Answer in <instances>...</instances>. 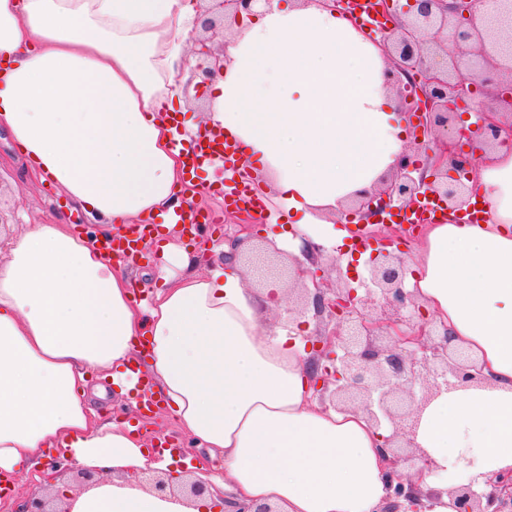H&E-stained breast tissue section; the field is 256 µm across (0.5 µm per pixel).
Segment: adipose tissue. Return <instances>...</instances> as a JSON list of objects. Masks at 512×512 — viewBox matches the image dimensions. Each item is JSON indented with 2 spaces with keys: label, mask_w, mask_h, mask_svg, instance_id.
I'll return each instance as SVG.
<instances>
[{
  "label": "adipose tissue",
  "mask_w": 512,
  "mask_h": 512,
  "mask_svg": "<svg viewBox=\"0 0 512 512\" xmlns=\"http://www.w3.org/2000/svg\"><path fill=\"white\" fill-rule=\"evenodd\" d=\"M197 0H0V128L27 170L61 186L98 233L28 224L0 247V474L34 471L38 493L71 512H215L269 503L280 512H378L384 439L357 409L323 407L306 373L300 326L268 313L281 296L238 266L200 275L197 256L165 245L179 275L150 299L100 246L119 226L183 199L185 145L172 96L195 29ZM381 49L320 0H275L232 25L224 76L202 117L259 162L288 209L310 221L274 238L300 256L331 249L333 219L378 186L408 143ZM473 186L483 224H430L405 286L485 375L442 388L411 416L423 477L421 512H456L449 489L489 490L512 470V149L489 151ZM104 381L92 384L91 373ZM149 374L177 427L205 452L175 459L94 406ZM55 450L87 488L52 478ZM224 456L215 474L207 452ZM186 465L208 495L140 485L141 472Z\"/></svg>",
  "instance_id": "ef3b65f1"
}]
</instances>
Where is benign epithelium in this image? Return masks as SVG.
<instances>
[{"instance_id":"benign-epithelium-1","label":"benign epithelium","mask_w":512,"mask_h":512,"mask_svg":"<svg viewBox=\"0 0 512 512\" xmlns=\"http://www.w3.org/2000/svg\"><path fill=\"white\" fill-rule=\"evenodd\" d=\"M274 0H206L207 7L197 20L199 30L192 42L196 64L181 86L184 96L198 99L197 92L224 73L222 39L224 20L256 15L254 5ZM384 9L396 18V27L385 30L380 41L387 68L385 86L405 111L419 114L416 138L423 159L402 153L391 175L372 192L355 195L347 202L350 220L373 231L377 248L369 270V295L382 307L383 317L366 311V299L348 286L331 288L324 270L314 259L305 270L297 264L289 271L294 282L304 276L312 287L297 289L301 316L313 314L333 328L312 343V373L318 377L320 401L334 409L361 410L377 428L391 429L384 438L391 468L385 479L389 490L382 512H419L421 491L400 466L434 474L426 454L413 445L404 427L405 403L425 401L441 386L454 379L459 383L481 379V370L454 344V336L437 325L405 288L404 252L396 247L398 230L373 221L384 208L411 209L424 195L442 203L448 218L466 213L471 189L466 183L475 158L468 146L478 136L487 147L512 145V121L486 124V113L512 110V52L502 49L495 20L484 9V0H384ZM505 72L509 78L496 86L493 105H472L473 92ZM472 112L474 125L462 124V113ZM380 336L389 338L385 348L375 345ZM149 488L158 492L180 491L187 497H201L207 486L185 474L177 484L159 475L148 478ZM505 494H485L473 484L450 490L458 512H512V471L498 477ZM23 512H68L52 498L27 500Z\"/></svg>"}]
</instances>
